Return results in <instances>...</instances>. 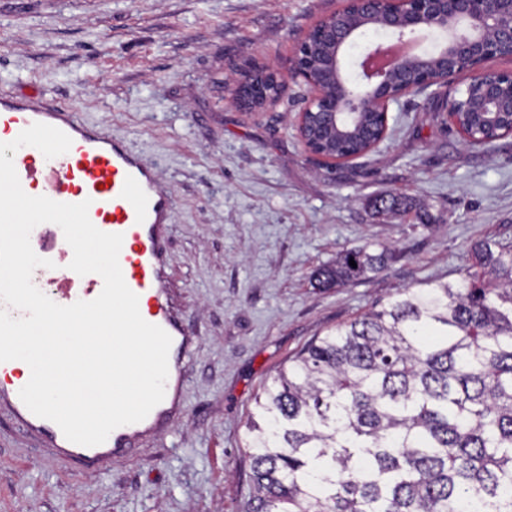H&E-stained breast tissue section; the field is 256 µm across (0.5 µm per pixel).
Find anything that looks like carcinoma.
Returning a JSON list of instances; mask_svg holds the SVG:
<instances>
[{
    "label": "carcinoma",
    "instance_id": "cac0c4a2",
    "mask_svg": "<svg viewBox=\"0 0 512 512\" xmlns=\"http://www.w3.org/2000/svg\"><path fill=\"white\" fill-rule=\"evenodd\" d=\"M469 255L462 279L398 291L265 385L247 512H512V240ZM395 258L342 251L318 287Z\"/></svg>",
    "mask_w": 512,
    "mask_h": 512
}]
</instances>
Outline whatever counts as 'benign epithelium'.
I'll return each instance as SVG.
<instances>
[{"instance_id": "obj_1", "label": "benign epithelium", "mask_w": 512, "mask_h": 512, "mask_svg": "<svg viewBox=\"0 0 512 512\" xmlns=\"http://www.w3.org/2000/svg\"><path fill=\"white\" fill-rule=\"evenodd\" d=\"M380 28L392 41L416 42L422 31L445 36L434 51L392 61L383 71L371 69L383 44L360 56L356 79L346 69V54L364 29ZM494 58H512V0H343L340 9L320 17L284 61L255 68L229 79L237 106L261 114L282 97L287 79L299 78L310 96L296 116L305 148L333 166L354 161L380 148L389 138L390 106L432 86H449L466 73L468 82L441 108L468 142L493 127L496 138L512 136V70L488 66ZM467 68L459 70L460 61ZM367 135L363 150L336 154L329 145L347 142L351 130Z\"/></svg>"}]
</instances>
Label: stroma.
<instances>
[{"mask_svg":"<svg viewBox=\"0 0 512 512\" xmlns=\"http://www.w3.org/2000/svg\"><path fill=\"white\" fill-rule=\"evenodd\" d=\"M341 0H0V93L70 104L161 172L173 197L163 280L197 342L184 410L97 473L47 455L0 409V512H246L254 398L328 330L400 288L459 279L478 239L512 240V136L464 141L440 112L467 83L392 105L378 151L330 167L294 127L289 81L250 115L227 84L290 55ZM412 198L375 213L385 195ZM400 258L342 288L312 274L379 244Z\"/></svg>","mask_w":512,"mask_h":512,"instance_id":"1","label":"stroma"}]
</instances>
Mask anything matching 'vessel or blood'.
<instances>
[{
    "label": "vessel or blood",
    "mask_w": 512,
    "mask_h": 512,
    "mask_svg": "<svg viewBox=\"0 0 512 512\" xmlns=\"http://www.w3.org/2000/svg\"><path fill=\"white\" fill-rule=\"evenodd\" d=\"M36 122L62 130L72 145L67 153L50 160L40 150L18 149L13 162L22 189L41 188L46 197L61 203L89 201L91 222L103 232L123 236L119 264L127 286L139 297L141 316L171 337L164 400L144 420L114 429L104 443L93 447L70 442L54 422L34 415L19 397L20 384L7 379L14 370L12 362H0V407L55 455L77 460L86 471L96 472L143 436L161 434L183 404L184 354L194 338L164 306L160 284L173 201L154 167L124 142L82 121L75 110L0 95V143L13 141ZM51 274L55 294L64 306L94 299L103 289L102 278L94 273L71 275L55 268Z\"/></svg>",
    "instance_id": "b4317fda"
}]
</instances>
